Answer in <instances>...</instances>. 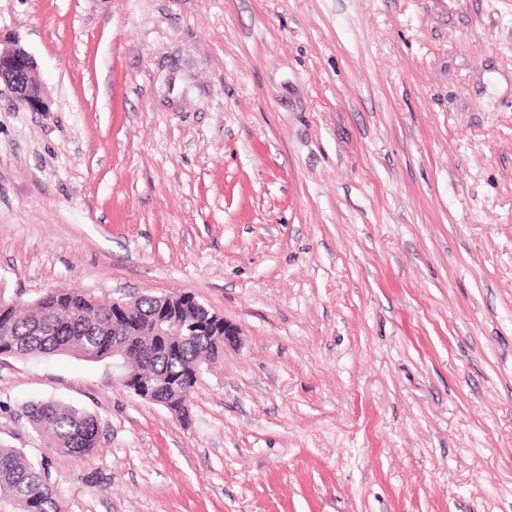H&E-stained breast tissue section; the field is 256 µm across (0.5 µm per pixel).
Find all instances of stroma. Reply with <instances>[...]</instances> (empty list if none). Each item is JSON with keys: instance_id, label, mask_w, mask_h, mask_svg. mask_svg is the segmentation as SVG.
<instances>
[{"instance_id": "35a3bbf8", "label": "stroma", "mask_w": 512, "mask_h": 512, "mask_svg": "<svg viewBox=\"0 0 512 512\" xmlns=\"http://www.w3.org/2000/svg\"><path fill=\"white\" fill-rule=\"evenodd\" d=\"M0 39L50 104L0 91V295L240 332L186 425L111 361L0 357L62 512H512V0H0ZM180 295V300L174 302L173 311L178 318L186 324L195 323L197 325L210 324V316L212 311L206 307V309L191 307L186 301H184L181 294L173 293L172 296L177 298ZM171 309V310H172ZM24 414L50 448L90 456L98 446L99 426L89 413L55 401H40L29 404Z\"/></svg>"}]
</instances>
